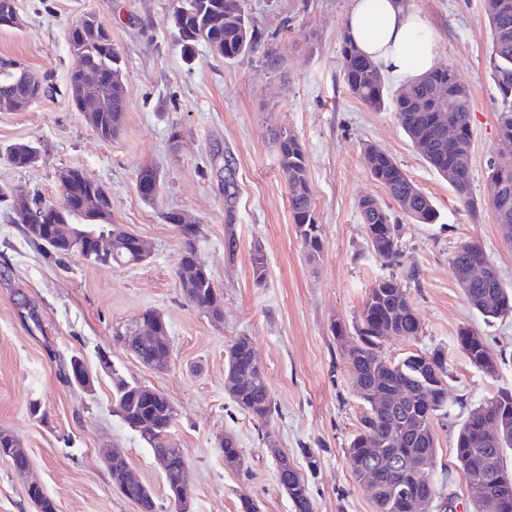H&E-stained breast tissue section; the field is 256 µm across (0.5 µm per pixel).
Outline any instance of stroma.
<instances>
[{
  "label": "stroma",
  "mask_w": 512,
  "mask_h": 512,
  "mask_svg": "<svg viewBox=\"0 0 512 512\" xmlns=\"http://www.w3.org/2000/svg\"><path fill=\"white\" fill-rule=\"evenodd\" d=\"M19 27L0 28V57L16 59L50 90L23 112L0 111V184L59 205L61 173L77 168L112 193V218L142 238L149 258L135 267L58 258L33 244L12 209L0 204V429L26 448L30 469L18 474L0 456V512H37L27 496L36 481L57 512H136L114 487L102 455L123 452L151 488L160 512H172L153 453L112 411V376L160 391L178 411L172 438L188 463L192 512H239L241 497L260 512H294L280 489L272 448L288 455L307 480L313 512H374L346 459L362 411L350 364L333 334L352 324L377 279L407 278L420 336L388 340L384 355L443 349L448 359V414L435 422L434 479L458 512L476 493L454 443L468 412L499 389H512V315L490 321L464 299L451 266L457 246L478 241L512 289V247L490 209L472 216L412 146L394 112L373 111L347 91L341 42L349 0H243L259 36L257 49L227 60L207 44L184 60L167 21L176 0H14ZM440 36L438 62L471 92L470 192L488 196V164L503 155L497 137L500 96L492 77L491 35L483 0H413ZM97 12L121 57L127 107L117 138L100 140L71 103V27ZM295 134L306 153L323 250L309 260L296 235L288 184L274 138ZM28 142L39 161L18 168L9 146ZM388 153L434 203V224L401 219L404 264L382 265L370 250L358 202L390 198L367 169L363 148ZM161 180L153 204L135 182L143 166ZM186 212L202 224L201 256L224 294L215 323L184 299L177 275L179 238L163 213ZM261 244L268 277L256 285L251 249ZM159 311L173 347L163 371L141 364L114 340L116 329L145 310ZM468 326L500 362L487 375L457 343ZM248 336L278 408L262 424L231 404L224 391V350ZM112 367L104 369L100 354ZM78 355L92 388L70 382ZM39 401L38 419L29 404ZM233 435L248 468H225L219 442Z\"/></svg>",
  "instance_id": "1"
}]
</instances>
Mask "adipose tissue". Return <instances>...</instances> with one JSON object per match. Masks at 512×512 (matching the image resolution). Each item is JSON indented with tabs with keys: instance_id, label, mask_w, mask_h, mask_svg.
I'll return each instance as SVG.
<instances>
[{
	"instance_id": "ef3b65f1",
	"label": "adipose tissue",
	"mask_w": 512,
	"mask_h": 512,
	"mask_svg": "<svg viewBox=\"0 0 512 512\" xmlns=\"http://www.w3.org/2000/svg\"><path fill=\"white\" fill-rule=\"evenodd\" d=\"M345 31L381 71L401 82L438 62L439 35L411 0H350Z\"/></svg>"
}]
</instances>
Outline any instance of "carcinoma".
I'll return each mask as SVG.
<instances>
[{
  "label": "carcinoma",
  "mask_w": 512,
  "mask_h": 512,
  "mask_svg": "<svg viewBox=\"0 0 512 512\" xmlns=\"http://www.w3.org/2000/svg\"><path fill=\"white\" fill-rule=\"evenodd\" d=\"M484 19L492 37L491 70L501 97L498 112V137L512 142V0H484ZM169 26L177 35L185 58L193 55L199 43L219 47L218 55L235 59L254 51L258 36L251 26L241 0H177ZM69 46L75 63L69 72V90L74 106L80 99L96 93L108 99L107 111L100 112L91 127L102 140L119 134L126 111V95L120 57L112 47V38L95 12L84 15L69 35ZM95 71L100 79L96 86L85 81V72ZM341 71L348 92L366 107L379 111L389 109L410 140L456 193L468 211L475 215L488 204L495 215L505 240L512 242V160L498 163L500 180L491 182L492 196L482 203L470 195L471 166V99L468 88L449 66L432 69L394 93L386 85L384 74L348 39L341 47ZM49 79L30 72L26 66L18 70L0 68V109L12 111L15 106L29 108L38 93L46 92ZM453 111L459 136L450 142L441 126L444 108ZM280 167L288 183V200L296 234L311 260L320 257L323 242L320 225L314 217L313 200L308 181L303 145L289 131L276 134ZM36 148L16 143L8 152V161L16 167H29ZM370 175L382 185L395 208L382 205L372 197L359 200L364 233L374 255L386 265L403 264L399 249L400 226L394 216L399 212L414 224H434L439 215L431 199L421 191L394 159L375 145L364 148ZM146 183L149 192L141 196L147 203L156 199L160 176L150 167L140 168L136 183ZM80 205L73 216L88 223L94 214L112 205L111 195L102 184L76 185ZM178 213L162 215L167 224L175 225L180 247L177 266H197L200 277L183 295L192 305L204 311L213 321L224 318V295L215 287L211 275L200 258V224L177 223ZM27 236L38 246L61 257L77 255L91 264L117 267L143 264L133 245L126 244L112 258L85 254L87 247L77 243L61 252L45 237ZM474 263L492 264L481 245L468 240L460 244L451 259L458 283H463L464 270ZM251 267L254 283L264 284L267 260L262 247L253 246ZM469 307L486 319L512 314V289L504 288L497 270L492 276L462 287ZM421 322L413 308L407 289L389 276L370 288L358 319L352 328L338 322L334 325L337 340L343 342L351 365L353 386L364 406L359 426L346 454L356 482L371 500L375 512H408L409 500L417 496L426 500V508L448 512V498L440 497L433 479L437 455L435 420L448 413V360L444 351L411 353L392 361L382 354L383 344L390 339L410 340L420 335ZM117 341L143 365L151 367L171 349L166 323H161L157 338L150 344ZM460 349L478 370L492 375L499 360L485 339L469 327L457 334ZM224 373L231 380L225 393L241 412L264 422L275 412L263 368L254 365L252 342L247 336L236 337L225 349ZM113 412L148 446L152 452L170 454L173 467L165 475L167 494L174 499L190 496L189 469L182 451L172 440L168 411L163 402L149 398L143 386L112 374ZM400 393L403 402L395 404L391 394ZM19 444L6 429H0V456L14 461ZM224 466L247 470V461L237 448L235 439L224 436ZM512 450V391L501 389L472 410L462 422L456 442V458L466 476H487L486 494L474 504V512H512V473L503 464L504 452ZM284 467L277 470L280 488L288 496L295 512H312L310 491L305 479L288 461V455L274 449ZM377 473V481L366 484L364 472ZM37 503L39 512H57L55 502L40 486L27 490Z\"/></svg>",
  "instance_id": "1"
}]
</instances>
